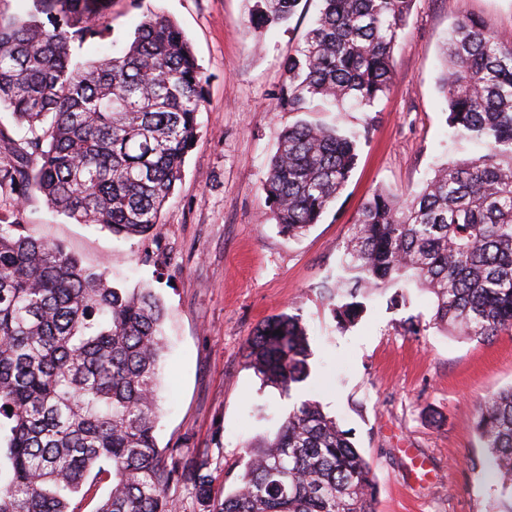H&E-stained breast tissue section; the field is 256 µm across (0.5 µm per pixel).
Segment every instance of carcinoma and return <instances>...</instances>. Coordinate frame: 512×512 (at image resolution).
Segmentation results:
<instances>
[{
	"label": "carcinoma",
	"mask_w": 512,
	"mask_h": 512,
	"mask_svg": "<svg viewBox=\"0 0 512 512\" xmlns=\"http://www.w3.org/2000/svg\"><path fill=\"white\" fill-rule=\"evenodd\" d=\"M0 10V197L34 192L58 214L116 236H148L181 180L198 134L206 78L182 30L143 16L118 56L77 64L103 37L109 0H29ZM254 29L288 21L301 0H259ZM413 0H320L314 26L284 63L290 112L369 110L390 89L392 50ZM447 125L484 151L443 163L422 189L379 190L352 224L334 317L359 298L411 284L436 297L433 324L489 339L512 331V38L461 14L442 52ZM298 121L284 129L262 183L270 219L296 237L319 223L349 180L368 128ZM165 308L148 288L32 236L0 212V441L9 477L0 512H76L92 471L112 476L95 512H177L171 484L191 483L204 512H375L372 468L349 432L311 399L245 447L224 497L202 460L166 455L155 427ZM262 383L291 399L310 376L302 318L281 313L246 340ZM493 512H512V385L478 406Z\"/></svg>",
	"instance_id": "carcinoma-1"
}]
</instances>
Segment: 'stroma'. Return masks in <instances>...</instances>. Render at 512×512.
I'll list each match as a JSON object with an SVG mask.
<instances>
[{
    "instance_id": "stroma-1",
    "label": "stroma",
    "mask_w": 512,
    "mask_h": 512,
    "mask_svg": "<svg viewBox=\"0 0 512 512\" xmlns=\"http://www.w3.org/2000/svg\"><path fill=\"white\" fill-rule=\"evenodd\" d=\"M255 0H111L104 38L73 52L84 63L123 49L144 14L163 13L185 33L206 79L199 136L161 222L120 238L78 224L33 194L18 219L114 286L151 288L167 318L164 389L155 436L163 452L203 459L216 491L232 490L245 443L273 434L290 402L249 368L244 345L276 314H300L312 351L303 397L321 403L369 461L376 512H491L476 409L512 385V332L490 340L435 327V297L387 288L365 299L358 322L339 328L323 287L362 204L379 188L420 189L452 156L437 88L448 32L461 12L512 33V0H415L393 49L392 85L351 124L368 126L351 176L319 224L291 239L269 218L260 183L282 129L300 115L279 104L283 65L315 17L301 0L288 21L254 34ZM419 324L420 334L408 332Z\"/></svg>"
}]
</instances>
